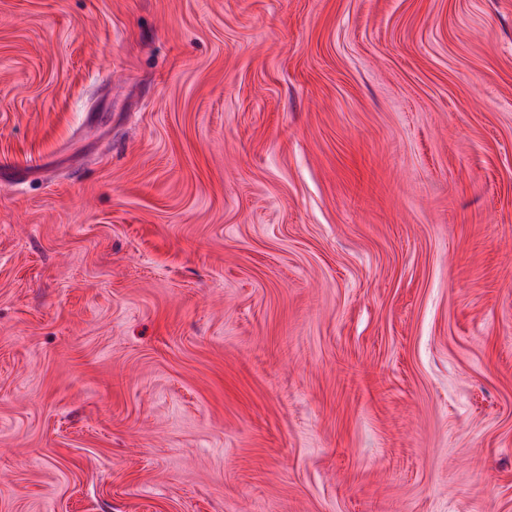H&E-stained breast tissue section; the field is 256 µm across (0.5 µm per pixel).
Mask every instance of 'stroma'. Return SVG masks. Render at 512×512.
Instances as JSON below:
<instances>
[{
	"label": "stroma",
	"mask_w": 512,
	"mask_h": 512,
	"mask_svg": "<svg viewBox=\"0 0 512 512\" xmlns=\"http://www.w3.org/2000/svg\"><path fill=\"white\" fill-rule=\"evenodd\" d=\"M0 512H512V0H0Z\"/></svg>",
	"instance_id": "1"
}]
</instances>
